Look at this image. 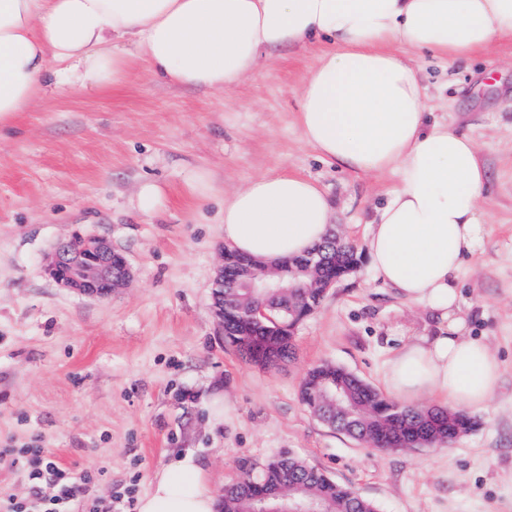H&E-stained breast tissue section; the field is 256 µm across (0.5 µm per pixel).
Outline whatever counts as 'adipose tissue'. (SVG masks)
<instances>
[{"label":"adipose tissue","instance_id":"ef3b65f1","mask_svg":"<svg viewBox=\"0 0 512 512\" xmlns=\"http://www.w3.org/2000/svg\"><path fill=\"white\" fill-rule=\"evenodd\" d=\"M510 34L512 0H0V128L63 87L122 84L138 58L166 82L222 91L267 49L322 44L300 89L301 137L328 163L397 177L368 222L369 269L435 320L433 334L386 359L385 388L480 408L500 364L467 338L458 282L487 232L479 200L488 174L469 134L429 122L418 72L394 46L455 60ZM332 219L314 181L274 172L225 201L224 239L275 265L320 243ZM218 503L188 452L154 473L138 512H217Z\"/></svg>","mask_w":512,"mask_h":512}]
</instances>
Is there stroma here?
Returning a JSON list of instances; mask_svg holds the SVG:
<instances>
[{
    "mask_svg": "<svg viewBox=\"0 0 512 512\" xmlns=\"http://www.w3.org/2000/svg\"><path fill=\"white\" fill-rule=\"evenodd\" d=\"M426 87L430 118L472 135L488 170L487 233L459 290L469 334L501 379L475 430L452 444L383 451L322 424L303 404L307 371L331 363L382 388L384 361L423 335L425 310L372 278L336 283L296 331V357L265 369L212 321L224 202L273 171L321 186L333 228L362 249L366 221L397 186L323 161L297 126L300 88L320 45L269 51L252 77L215 92L151 76L144 60L116 88L66 89L0 130V449H49L91 478L68 512H110L193 452L216 489L243 470L299 457L379 512H512V35L450 62L397 45ZM206 173L212 191L191 194ZM147 180L162 206H132ZM109 239L132 269L105 299L60 288L43 259L72 235Z\"/></svg>",
    "mask_w": 512,
    "mask_h": 512,
    "instance_id": "stroma-1",
    "label": "stroma"
}]
</instances>
